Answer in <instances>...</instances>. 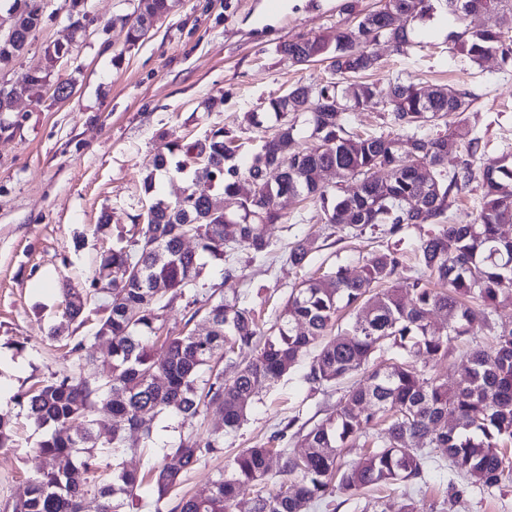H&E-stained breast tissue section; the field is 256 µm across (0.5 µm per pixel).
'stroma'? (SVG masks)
Wrapping results in <instances>:
<instances>
[{
    "instance_id": "obj_1",
    "label": "stroma",
    "mask_w": 512,
    "mask_h": 512,
    "mask_svg": "<svg viewBox=\"0 0 512 512\" xmlns=\"http://www.w3.org/2000/svg\"><path fill=\"white\" fill-rule=\"evenodd\" d=\"M344 2L178 0L146 41L130 46L126 23L136 0H85L87 34L51 76L52 82L71 83L72 96L64 102L46 92L25 96L13 112L0 114V415L12 418L16 428L11 463L0 467V510L49 465L33 451L43 431L16 397L54 372L76 369L68 337L52 335L64 322L63 291L88 287L94 258L145 212L141 176L154 155L167 144L204 140L218 128L245 139L263 136V129L244 122L245 113L260 111L295 84L332 78L326 62L294 66L277 54V46L351 24ZM41 4L40 28L23 53L0 69V83H16L43 68L46 47L67 42L65 0ZM455 29L437 12L417 25L418 45L408 54L383 42L373 45L379 65L365 78L383 87L400 78L468 90L474 105L467 123L480 133L489 156L512 152V62L491 56L477 65L453 57L448 36ZM212 99L217 105L211 109ZM283 209L288 223L266 228L275 248L272 262L251 260L241 247L234 253L240 277L223 279L211 262L204 269L206 286L239 296L267 322L302 279L339 267L358 274L366 257L377 252L396 249L411 256L431 230L423 224L395 236L382 225L355 238L324 224L316 205L299 210L288 202ZM301 238L314 241L315 249L300 268L289 262L288 250ZM493 341L477 330L453 341L448 358L426 370L456 384L468 353ZM309 363L301 358L276 388L259 392L240 429L225 439L223 455L187 472L177 496L207 494L240 450L266 443L293 416L313 426L335 410L343 387L310 393L302 379ZM223 429L224 418L214 408L186 424L159 416L154 447L127 453L124 463L146 472L168 454L180 431L203 438ZM448 480L447 470L434 468L425 485H383L365 497L382 503L385 512H399L409 502L421 512H512V487L490 492L471 487L454 499Z\"/></svg>"
}]
</instances>
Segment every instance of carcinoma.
<instances>
[{
	"label": "carcinoma",
	"instance_id": "carcinoma-1",
	"mask_svg": "<svg viewBox=\"0 0 512 512\" xmlns=\"http://www.w3.org/2000/svg\"><path fill=\"white\" fill-rule=\"evenodd\" d=\"M436 2L459 25L477 3L502 20L498 28L452 33L453 54L473 63L493 54L512 59L509 0H385L351 28L280 44L278 52L295 65L329 61L333 78L314 87L296 84L268 100L266 111L276 125L246 167L237 162L244 143L223 128L203 143L167 146L155 154L153 170L143 177L152 199L144 223L131 225L125 243L94 261L88 288L64 294L68 321L83 325L86 313L99 315L92 333L70 337V353L88 361L91 349L106 342L111 374L59 372L18 395L27 417L47 429L35 453L62 458L65 465L35 474L12 512H80L86 494L99 499L102 512H130L144 484L154 512H235L245 487L266 483L275 452L281 480L258 491L249 512H305L312 503H331L338 490L357 498L386 483H424L436 462L435 448L444 449L460 478L487 488L512 484V459L501 451L512 442V324L495 319L500 308L512 306V240L501 232L512 224V158L487 157L481 137L463 130V114L473 108L470 93L399 79L383 90L361 80L377 65L371 46L383 41L407 52L414 26L431 17ZM175 3L151 0L149 18L140 15L127 27L126 43L145 40ZM42 19L39 6L17 17L14 36L0 38V67L24 51ZM82 39L79 33L55 45L45 69L0 87V112L12 111L21 94H40L55 63ZM370 104L381 107L387 131L362 137L350 130L348 116ZM294 112L307 115L315 144L296 147L297 128L288 120ZM461 140L465 157L450 169L448 156ZM177 152L183 159L175 162L176 170L193 167V179L182 197L170 201L155 193V178ZM330 168L348 188L324 184L323 172ZM475 180L483 189L475 216L446 223L451 196ZM216 192L237 198L236 211L211 207ZM285 196L319 202L324 223L354 236L379 224L391 234L436 225L415 248L418 276L407 283V292L396 282L400 258L387 251L366 258L353 277L339 268L299 282L268 336L239 297L213 291L199 299V253L222 265L226 280L238 276L230 260L241 244L251 260H268L273 248L264 226L285 221ZM188 235L200 251L183 248ZM312 250V243L298 240L288 258L302 267ZM178 299L193 310L190 318L202 315L207 331L165 337L159 359L153 349L164 313ZM343 307L356 314L347 329L330 337ZM434 313L448 319L446 334L431 331ZM477 328L491 332L495 343L469 353L456 390L417 367L420 359L430 364L448 358L451 341ZM313 349L304 375L313 393L342 383L378 351L394 349L406 359L374 365L322 423L296 431L303 455L263 445L245 448L207 496L172 503L170 494L183 474L224 450V438L237 432L259 390L277 384ZM158 375L161 385L155 383ZM213 406L224 414V432L204 439L191 432L180 436L172 451L176 463H156L143 476L125 467L126 437L105 419H120L150 448L158 416L174 414L187 422ZM450 416L458 422L455 429L448 428ZM379 420L386 427L373 449L356 462L340 461L339 449L360 438L362 424Z\"/></svg>",
	"mask_w": 512,
	"mask_h": 512
}]
</instances>
